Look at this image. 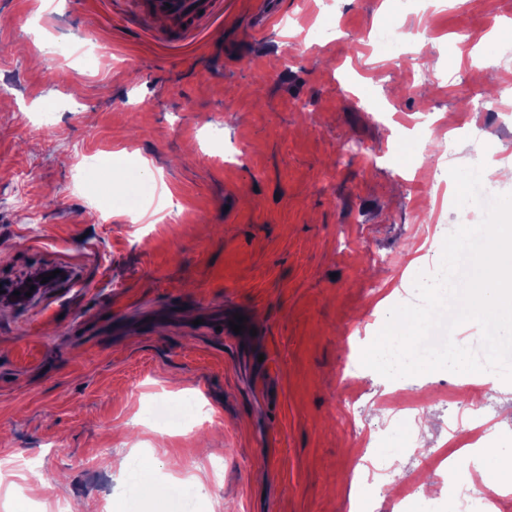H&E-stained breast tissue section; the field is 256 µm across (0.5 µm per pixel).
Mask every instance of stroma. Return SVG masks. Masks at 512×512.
Masks as SVG:
<instances>
[{"mask_svg": "<svg viewBox=\"0 0 512 512\" xmlns=\"http://www.w3.org/2000/svg\"><path fill=\"white\" fill-rule=\"evenodd\" d=\"M113 2L0 0V282L72 273L28 304L0 302V512H180L172 483L193 512H349L357 499L387 512L416 472L430 490L415 512H448L487 450L512 448L499 423L512 383L337 370L383 328L386 313L368 314L378 293H413L438 268L430 227L454 225L456 194L431 187L441 147L475 165L477 124L512 144V121L473 109L512 55V0L407 17L434 32L423 75L389 69L394 45L367 41L392 0H282L263 38L256 0H224L223 22L177 51L115 24ZM466 29L482 35L469 50ZM68 40L85 51L63 62L49 45ZM145 184L138 216L99 204ZM237 314L247 328L227 334ZM484 383L478 410L445 398ZM398 388L419 414L381 408ZM188 397L194 421L149 419L154 401ZM365 444L393 475L357 465ZM135 460L154 482L133 493ZM30 465L62 492L24 493ZM380 481L387 495L371 497Z\"/></svg>", "mask_w": 512, "mask_h": 512, "instance_id": "obj_1", "label": "stroma"}]
</instances>
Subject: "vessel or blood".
<instances>
[{"label":"vessel or blood","mask_w":512,"mask_h":512,"mask_svg":"<svg viewBox=\"0 0 512 512\" xmlns=\"http://www.w3.org/2000/svg\"><path fill=\"white\" fill-rule=\"evenodd\" d=\"M118 15L157 43L179 48L223 19L224 0H118ZM158 19L163 20V28H153Z\"/></svg>","instance_id":"obj_1"}]
</instances>
